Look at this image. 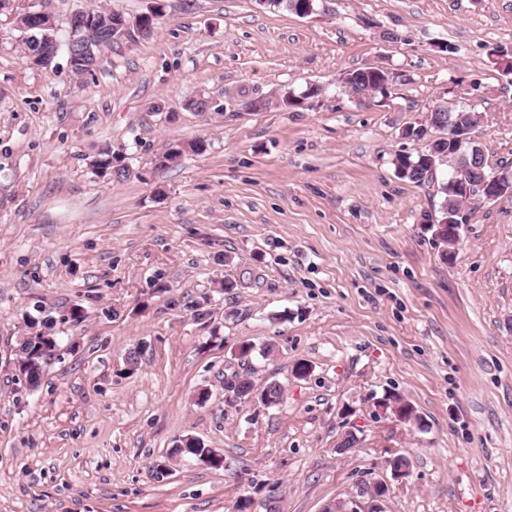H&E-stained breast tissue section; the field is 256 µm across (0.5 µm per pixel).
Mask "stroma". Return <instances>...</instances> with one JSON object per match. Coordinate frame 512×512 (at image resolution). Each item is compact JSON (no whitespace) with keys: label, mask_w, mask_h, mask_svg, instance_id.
<instances>
[{"label":"stroma","mask_w":512,"mask_h":512,"mask_svg":"<svg viewBox=\"0 0 512 512\" xmlns=\"http://www.w3.org/2000/svg\"><path fill=\"white\" fill-rule=\"evenodd\" d=\"M164 2L152 36L121 37L86 76L63 49L26 66L0 16V512H239L247 495L249 512H323L377 481L384 512H512V197L468 204L446 263L425 218L448 168L419 185L393 164L448 101L482 112L489 168L512 171V0H316L304 18ZM151 4L42 0L61 42L76 12ZM374 65L399 78L357 101L342 78ZM312 84L300 108L226 107L228 89ZM197 138L206 151L163 161ZM107 145L127 178L92 173ZM38 308L60 351L32 389L15 346ZM236 372L278 381L282 402L231 403ZM390 393L421 425L381 411ZM188 436L223 467L171 458Z\"/></svg>","instance_id":"35a3bbf8"}]
</instances>
